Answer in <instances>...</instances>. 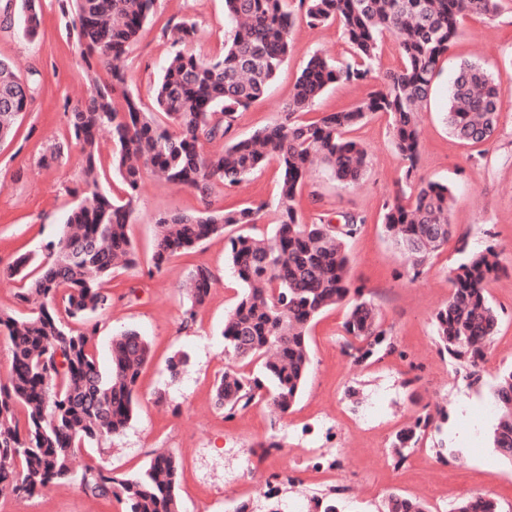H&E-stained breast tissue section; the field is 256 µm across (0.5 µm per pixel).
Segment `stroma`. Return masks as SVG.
<instances>
[{
    "label": "stroma",
    "mask_w": 512,
    "mask_h": 512,
    "mask_svg": "<svg viewBox=\"0 0 512 512\" xmlns=\"http://www.w3.org/2000/svg\"><path fill=\"white\" fill-rule=\"evenodd\" d=\"M42 24L36 39L20 26L0 25V59L23 78L37 77L39 93L21 115L13 139L0 143V270L20 255L40 260L56 241L67 212L84 196L80 161L71 143L67 110L86 96L89 85L82 61L67 38L56 0H41ZM196 23L197 54L218 55L232 26L224 0H156L154 14L132 44L124 64L128 89L144 106L173 51L160 30L169 19ZM461 35L444 60L434 90L419 114L421 150L417 177L452 186L449 220L467 236L469 249L494 246L512 268V0H502L496 18L465 17ZM341 61L349 47L336 24L293 27L290 57L268 92L238 113L226 140L207 144L221 151L225 141L249 137L281 119L294 84L313 54ZM470 60L499 75L500 119L492 143L469 145L448 132V87L458 62ZM368 149L371 162L357 184L336 182L326 166L307 177L301 192L305 222H339L356 213L366 219L348 239L350 277L373 300L395 350L375 363H357L346 353L342 324L346 309L332 308L310 332L312 364L297 403L287 413L259 403L225 420L214 384L225 366L252 374L257 364L229 363L224 356V318L242 294V286L224 259L223 237L204 241L191 253L174 257L162 270L149 258L155 224L169 213L193 214L198 196L153 176H145L135 204L129 235L139 263L106 282L112 304L100 319L96 356L108 368L113 336L138 330L150 345V359L136 389L138 406L128 427L113 440L90 448L87 456L116 473L143 471L160 450L181 463L178 497L182 512H269L287 508L297 489H305L312 512H323L320 499L338 476L353 493L339 512H379L386 496L399 492L441 512L442 502L456 503L486 493L512 512V464L501 460L491 443L495 414L490 387L499 369L512 366V275L494 279L489 295L501 314L497 336L486 352L478 381L466 364L442 351L435 336V313L450 294L449 275L462 260L456 240L434 254L417 279L406 274L404 255L388 238L381 221L385 201L403 189L404 163L395 150L387 118L368 120L351 133ZM277 164H269L242 186L213 194L215 208L260 207L257 232L272 234L276 222ZM216 276L205 304L190 329H183L185 299L180 290L197 267ZM188 362L170 375L168 362ZM445 411L440 428L418 432L405 462L392 454L395 434L427 412ZM281 450L265 449L269 437ZM463 451L462 459L440 458V443ZM315 455L321 469L298 478L297 463ZM0 512H120L118 504L87 497L78 483H52L30 499L1 498Z\"/></svg>",
    "instance_id": "1"
}]
</instances>
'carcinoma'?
<instances>
[{
    "label": "carcinoma",
    "instance_id": "1",
    "mask_svg": "<svg viewBox=\"0 0 512 512\" xmlns=\"http://www.w3.org/2000/svg\"><path fill=\"white\" fill-rule=\"evenodd\" d=\"M154 3L57 0L91 86L87 99L68 113L88 192L69 211L57 242L33 270H27L30 258L21 256L3 271L19 283L18 304L40 300L27 315L0 311V335L8 350V382L0 384V491L16 497L31 498L54 481L75 480L85 494L113 500L121 512H180L181 465L171 453L155 455L130 477L114 475L97 463H79L85 445L127 428L136 408L137 381L150 357L149 341L133 329L112 339L108 372H102L92 351L99 330L92 315H102L112 302L104 281L116 268L136 265L128 227L145 171L195 191L204 202L195 214L158 219L151 262L159 271L173 257L229 227L258 223L259 207L211 208L216 187H234L270 161L280 169L273 234L230 235L225 242L243 292L224 321V354L261 363L259 376L226 370L217 378L216 403L227 420L265 400L283 413L292 408L311 366V325L331 308L348 307L343 331L360 342L357 347L347 344L357 362L392 351L390 331L377 308L350 281L346 240L365 223L364 217L345 215L339 227L322 221L306 224L298 210L299 191L316 163L326 165L342 184L359 180L366 171L368 152L360 141L346 137L349 131L376 115L388 117L394 147L406 162L408 191L384 204L383 224L413 274L456 235L449 222L452 188L415 181L418 112L455 43L460 20L497 16L499 0H298L308 26L338 24L350 56L339 62L312 56L284 117L246 140L224 144L218 153L203 151V144L224 138L236 114L265 94L288 61L293 26L288 0H224L235 30L223 53L210 59L192 49L195 23L170 19L161 37L177 50L163 68L149 112L127 89L123 61ZM0 17L5 22L21 19L24 35L32 39L41 26L40 0H0ZM387 35L401 63L378 79L374 63ZM101 69L108 75L104 81ZM376 79L379 88L353 107L303 119L328 86ZM498 80L476 63L458 65L446 112L453 137L471 144L494 139ZM36 91L34 82L0 60V142L13 136ZM104 128L112 132L110 167L123 184L121 198L99 188L98 135ZM459 242L465 258L450 272L451 293L434 316L435 332L442 350L475 370L498 333L501 314L487 296L486 283L502 271V264L493 247L469 252L465 237ZM214 281L206 268L192 274L186 288L187 319H194ZM71 321L81 328L72 329ZM490 396L498 408L493 448L512 464V367L498 371ZM433 423V414L419 415L396 436L398 462L415 446L416 432ZM383 510L428 512L424 503L397 492L386 497ZM453 512H500V505L477 493L460 500Z\"/></svg>",
    "mask_w": 512,
    "mask_h": 512
}]
</instances>
